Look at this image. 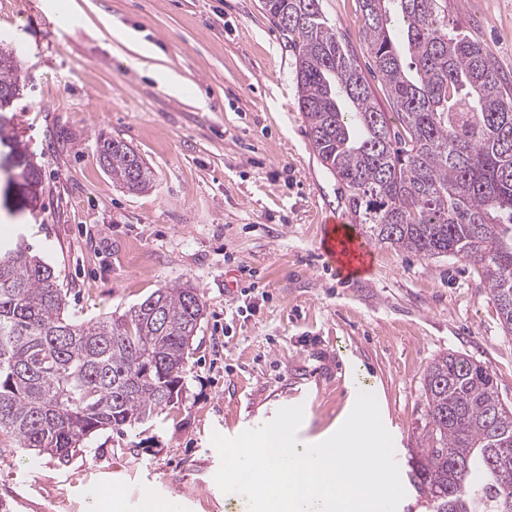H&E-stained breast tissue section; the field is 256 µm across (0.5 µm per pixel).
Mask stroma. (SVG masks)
I'll use <instances>...</instances> for the list:
<instances>
[{"mask_svg": "<svg viewBox=\"0 0 512 512\" xmlns=\"http://www.w3.org/2000/svg\"><path fill=\"white\" fill-rule=\"evenodd\" d=\"M321 7L367 63L358 0ZM445 14L512 73V0H447ZM0 38L27 82L0 141V245H31L83 320L183 283L206 303L176 407L97 433L65 466L0 436L12 512H91L106 480L111 512H140L147 493L178 512H227L213 433L299 405L306 437L353 408L358 377L408 461L425 375L449 352L489 367L512 404V337L472 265L378 245L371 273L343 280L321 258L345 189L311 147L296 52L261 0H0ZM102 133L139 152L151 189L113 183ZM30 163L35 188L20 177Z\"/></svg>", "mask_w": 512, "mask_h": 512, "instance_id": "35a3bbf8", "label": "stroma"}]
</instances>
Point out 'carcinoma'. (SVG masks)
<instances>
[{
  "instance_id": "1",
  "label": "carcinoma",
  "mask_w": 512,
  "mask_h": 512,
  "mask_svg": "<svg viewBox=\"0 0 512 512\" xmlns=\"http://www.w3.org/2000/svg\"><path fill=\"white\" fill-rule=\"evenodd\" d=\"M373 69L397 116L324 18L320 0H262L296 57L298 106L320 164L347 191L367 236L476 267L512 335V80L439 0H359ZM0 40V103L25 89ZM132 192L153 173L127 142L96 139ZM54 269L21 241L0 249V433L62 465L93 434L152 421L182 399L206 307L199 289L159 288L114 318L77 321ZM410 483L429 512H512V407L488 367L457 353L431 363Z\"/></svg>"
}]
</instances>
